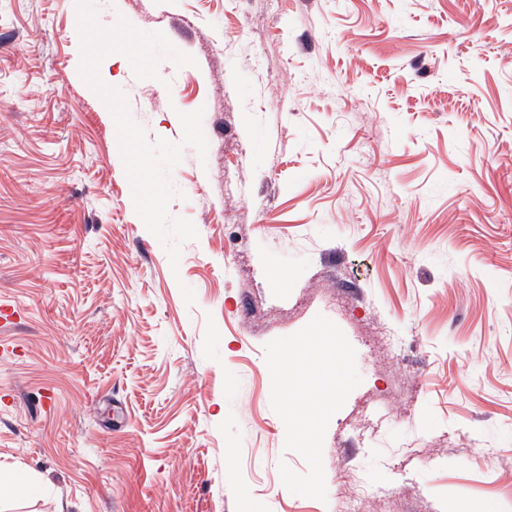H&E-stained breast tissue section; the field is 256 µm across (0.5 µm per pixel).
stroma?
<instances>
[{
	"label": "stroma",
	"instance_id": "35a3bbf8",
	"mask_svg": "<svg viewBox=\"0 0 512 512\" xmlns=\"http://www.w3.org/2000/svg\"><path fill=\"white\" fill-rule=\"evenodd\" d=\"M95 3L196 60L100 72L149 142L203 110L169 174L198 237L171 267L136 214L75 0H0V463L39 486L0 512H336L351 469L391 490L365 512H512V0ZM319 314L362 377L323 502L265 352Z\"/></svg>",
	"mask_w": 512,
	"mask_h": 512
}]
</instances>
